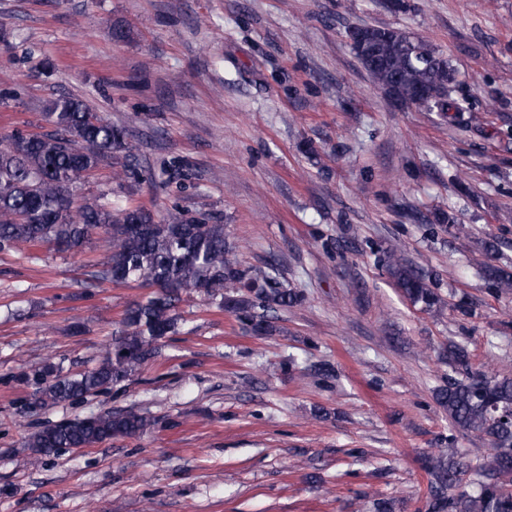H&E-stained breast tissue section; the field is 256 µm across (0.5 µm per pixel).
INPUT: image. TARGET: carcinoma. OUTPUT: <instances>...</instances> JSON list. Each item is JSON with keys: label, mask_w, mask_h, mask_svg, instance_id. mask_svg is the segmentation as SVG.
<instances>
[{"label": "carcinoma", "mask_w": 512, "mask_h": 512, "mask_svg": "<svg viewBox=\"0 0 512 512\" xmlns=\"http://www.w3.org/2000/svg\"><path fill=\"white\" fill-rule=\"evenodd\" d=\"M376 66L369 71L380 88H396L407 104L445 118L464 107L453 96L458 70L431 42L397 27H371ZM426 94H420V90ZM47 129L15 133L0 146V251L23 253L53 246L79 251L96 229L105 230L110 253L94 277L117 285L135 284L150 292L123 312L112 342L95 364L76 374L47 361L23 373L31 389L17 412L82 402L91 396L125 393L132 377L154 361L164 339L179 331L178 304L204 294L257 336L269 332L273 314L301 301L302 295L266 274H253L231 257L224 225L176 211L158 219L141 206L114 209L104 196L76 200L77 180L96 171L115 154L129 152L125 129L101 117L83 99L60 96L43 104ZM386 268L403 297L423 311L442 303L425 279L391 253ZM484 277L500 292L512 290V269L487 264ZM167 284L157 292L151 287ZM448 357L459 377L437 393L451 423L489 443L482 461L471 467L453 456L430 455L425 512H512V425L493 414L512 411V377L471 371L467 349L448 343ZM158 424L153 416L112 407L83 418H63L31 433L26 446L33 461L66 450L90 448L114 439L141 437Z\"/></svg>", "instance_id": "carcinoma-1"}]
</instances>
